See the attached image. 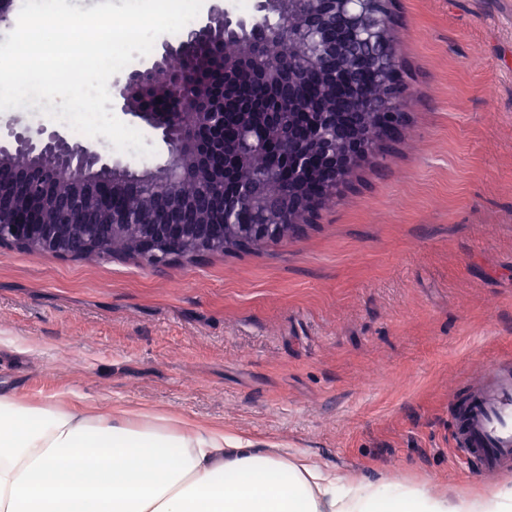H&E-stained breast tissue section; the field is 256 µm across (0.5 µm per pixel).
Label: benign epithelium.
Wrapping results in <instances>:
<instances>
[{
  "instance_id": "benign-epithelium-1",
  "label": "benign epithelium",
  "mask_w": 512,
  "mask_h": 512,
  "mask_svg": "<svg viewBox=\"0 0 512 512\" xmlns=\"http://www.w3.org/2000/svg\"><path fill=\"white\" fill-rule=\"evenodd\" d=\"M374 0H255L253 11L237 14L230 5L213 4L206 19L189 28L178 44L162 43L161 59L146 63L110 83L111 108L138 118L161 133L169 145V163L156 171L137 174L120 162L113 163L91 145L72 146L59 131L42 127L32 131L16 123L7 125V139L0 140V167L12 163L23 152L28 165L15 171L13 180L0 185V245L34 248L61 256L95 255L109 236H129L137 244V256L151 265H165L173 257L201 258L224 251L229 240L244 241L294 235L301 224H309L317 211V201L303 192L312 176L330 177L332 193L346 184L355 170L376 147L393 139L403 122L409 92L394 88L385 108L387 122L380 134L366 139L359 132H346L338 112H313L314 133L288 150L286 160L293 171L291 182L277 188L275 198L264 187L238 180V170L250 159L254 146L236 142L224 146L223 129L228 116L246 129L261 121L275 128L282 114L298 105L296 87L307 77V69L320 64L319 48L327 43L332 29L346 22L365 31L379 42H392L388 24L373 16ZM243 32L258 44L279 41L302 43V62L267 56L224 58L221 80L204 92L193 70L172 71L171 57L189 64L196 52L214 40L216 29ZM241 95L238 110L223 111L224 98ZM164 97L170 109L150 111V102ZM132 184L159 180L166 188L165 218L157 220L145 206L140 222L133 223L124 212L110 211L99 221L93 199L98 178ZM41 200L57 213L48 224H16L14 214L27 202ZM250 206L263 217L260 224H239L236 212ZM220 209L224 223L184 224L186 209Z\"/></svg>"
}]
</instances>
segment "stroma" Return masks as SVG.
Masks as SVG:
<instances>
[{
	"label": "stroma",
	"mask_w": 512,
	"mask_h": 512,
	"mask_svg": "<svg viewBox=\"0 0 512 512\" xmlns=\"http://www.w3.org/2000/svg\"><path fill=\"white\" fill-rule=\"evenodd\" d=\"M408 139L287 240L178 259L0 247V389L218 428L354 477L478 493L448 406L512 356V0H396ZM155 153L93 144L139 173Z\"/></svg>",
	"instance_id": "35a3bbf8"
}]
</instances>
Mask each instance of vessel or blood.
Instances as JSON below:
<instances>
[{"label":"vessel or blood","mask_w":512,"mask_h":512,"mask_svg":"<svg viewBox=\"0 0 512 512\" xmlns=\"http://www.w3.org/2000/svg\"><path fill=\"white\" fill-rule=\"evenodd\" d=\"M458 455L481 473H512V357L489 362L485 376L450 406Z\"/></svg>","instance_id":"b4317fda"}]
</instances>
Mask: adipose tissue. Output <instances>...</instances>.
<instances>
[{
  "label": "adipose tissue",
  "instance_id": "adipose-tissue-1",
  "mask_svg": "<svg viewBox=\"0 0 512 512\" xmlns=\"http://www.w3.org/2000/svg\"><path fill=\"white\" fill-rule=\"evenodd\" d=\"M0 512H512V485L471 496L355 478L217 429L0 391Z\"/></svg>",
  "mask_w": 512,
  "mask_h": 512
}]
</instances>
